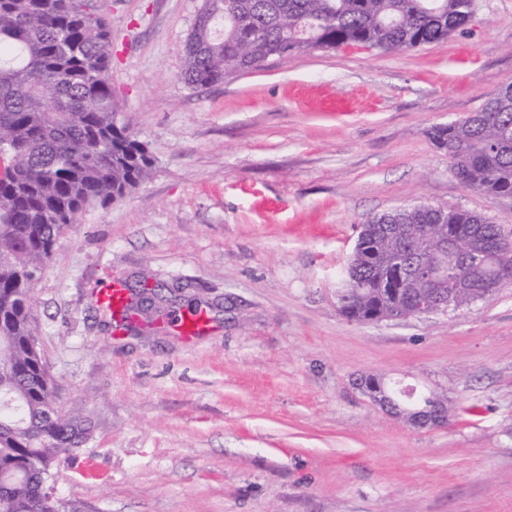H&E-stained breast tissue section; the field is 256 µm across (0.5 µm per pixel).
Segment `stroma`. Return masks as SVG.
<instances>
[{
	"instance_id": "stroma-1",
	"label": "stroma",
	"mask_w": 512,
	"mask_h": 512,
	"mask_svg": "<svg viewBox=\"0 0 512 512\" xmlns=\"http://www.w3.org/2000/svg\"><path fill=\"white\" fill-rule=\"evenodd\" d=\"M117 109L155 163L82 215L31 320L65 405L95 422L62 456L63 512H512V284L453 313L358 323L336 291L362 224L420 203L512 231V195L463 186L434 127L512 80V0L401 54L316 49L203 87L184 48L203 0H94ZM164 298L115 335L111 280ZM208 325L186 340L188 303ZM428 387L414 427L359 389Z\"/></svg>"
}]
</instances>
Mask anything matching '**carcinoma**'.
<instances>
[{
	"mask_svg": "<svg viewBox=\"0 0 512 512\" xmlns=\"http://www.w3.org/2000/svg\"><path fill=\"white\" fill-rule=\"evenodd\" d=\"M91 0H0V512H60L51 491L59 457L92 433L81 409H59L30 321L37 276L61 235L90 208L139 186L154 166L118 119L112 31ZM472 0H204L188 36L181 81L222 82L279 55L313 49L402 53L466 32ZM225 17L224 31L210 19ZM466 187L512 194V81L482 107L431 132ZM454 236L448 310L512 283V236L462 209L403 207L363 225L343 272L339 310L364 323L408 311L430 284L397 274ZM493 264L472 270L474 252Z\"/></svg>",
	"mask_w": 512,
	"mask_h": 512,
	"instance_id": "1",
	"label": "carcinoma"
}]
</instances>
